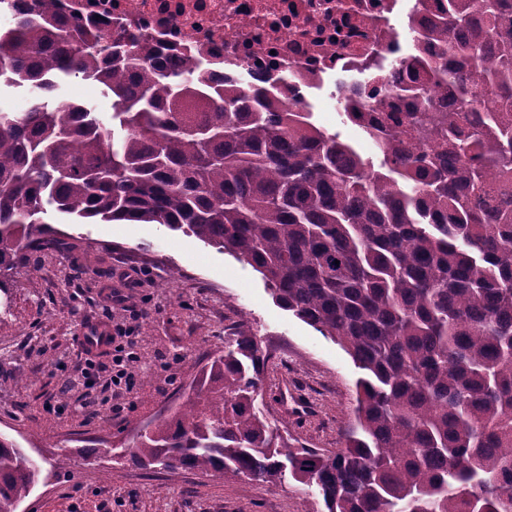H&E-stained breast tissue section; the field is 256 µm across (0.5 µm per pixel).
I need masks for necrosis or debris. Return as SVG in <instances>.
<instances>
[{
	"mask_svg": "<svg viewBox=\"0 0 512 512\" xmlns=\"http://www.w3.org/2000/svg\"><path fill=\"white\" fill-rule=\"evenodd\" d=\"M446 0H57L66 21L96 20L113 37L146 36L155 64L186 59L232 85L271 89L311 111L326 83L359 111L398 106L389 85L410 84L412 58L428 59L427 22ZM285 75L269 88L270 74Z\"/></svg>",
	"mask_w": 512,
	"mask_h": 512,
	"instance_id": "necrosis-or-debris-1",
	"label": "necrosis or debris"
}]
</instances>
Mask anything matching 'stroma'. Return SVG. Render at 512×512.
Masks as SVG:
<instances>
[{
    "label": "stroma",
    "instance_id": "1",
    "mask_svg": "<svg viewBox=\"0 0 512 512\" xmlns=\"http://www.w3.org/2000/svg\"><path fill=\"white\" fill-rule=\"evenodd\" d=\"M110 118L102 85L70 78L60 89ZM314 121L364 155L373 144L343 115L329 90L313 101ZM45 222L69 247L28 253L0 290V433L38 459L66 461L39 483L19 512H321L316 488L291 476L276 483L176 469H143L129 454L136 431L166 414L190 386L206 355L223 349L248 322L271 354L261 389L270 418L286 420L307 447L343 448L355 421L359 375L335 342L274 303L261 275L230 254L160 224L75 220L48 210ZM121 303H112V295ZM133 329L152 365L136 376L120 411L112 409L111 356H99L101 381L85 392L98 414H75L61 395L81 338L115 325Z\"/></svg>",
    "mask_w": 512,
    "mask_h": 512
}]
</instances>
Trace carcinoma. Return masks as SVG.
<instances>
[{"instance_id": "carcinoma-1", "label": "carcinoma", "mask_w": 512, "mask_h": 512, "mask_svg": "<svg viewBox=\"0 0 512 512\" xmlns=\"http://www.w3.org/2000/svg\"><path fill=\"white\" fill-rule=\"evenodd\" d=\"M54 2L0 26V75L36 93L0 111V289L53 232L48 205L163 224L250 265L362 371L346 446L295 445L258 403L270 355L244 321L132 461L263 483L287 471L327 512H512V190L491 183L512 184V0H447L440 62L394 90L408 111L364 119L376 163L187 64L145 78L148 39L69 26ZM70 76L112 93L109 121L58 95ZM41 474L0 435V512Z\"/></svg>"}]
</instances>
